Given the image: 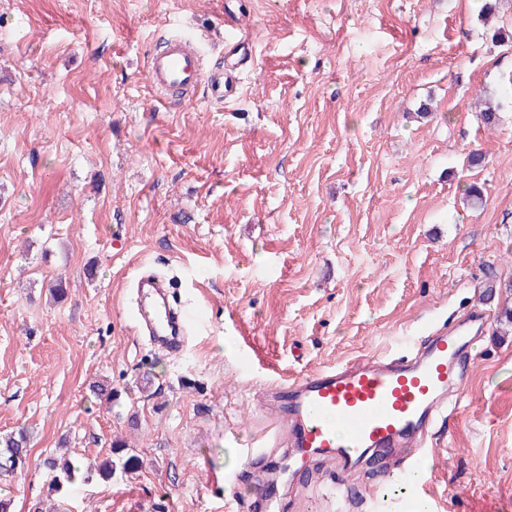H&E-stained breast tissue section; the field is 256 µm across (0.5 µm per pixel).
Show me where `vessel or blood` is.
Listing matches in <instances>:
<instances>
[{
  "label": "vessel or blood",
  "instance_id": "obj_1",
  "mask_svg": "<svg viewBox=\"0 0 512 512\" xmlns=\"http://www.w3.org/2000/svg\"><path fill=\"white\" fill-rule=\"evenodd\" d=\"M148 78L163 95L204 83L212 98L227 101L237 89L231 74L204 75L198 53L177 36L150 59ZM136 288L139 332L153 346L179 354L190 317L170 307L158 276H139ZM467 343L457 325L425 337L403 357L363 356L281 380L266 411L277 429V441L289 449L293 473L305 471L319 456L338 461L347 472L381 448L416 468L441 399L463 381L457 357Z\"/></svg>",
  "mask_w": 512,
  "mask_h": 512
}]
</instances>
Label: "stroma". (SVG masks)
<instances>
[{"instance_id": "1", "label": "stroma", "mask_w": 512, "mask_h": 512, "mask_svg": "<svg viewBox=\"0 0 512 512\" xmlns=\"http://www.w3.org/2000/svg\"><path fill=\"white\" fill-rule=\"evenodd\" d=\"M482 4L0 0V436L31 431L24 466L0 472L14 512L56 501L54 449L86 467L116 441L137 466L67 491V512H252L288 462L256 387L398 354L475 307L487 322L426 482L435 512H512V334L482 297L512 277V0L489 19ZM234 28L235 99L160 102L155 50L179 36L216 70ZM146 272L204 317L181 355L135 327ZM222 472L238 479L219 493ZM382 482L378 464L319 460L265 512H373Z\"/></svg>"}]
</instances>
